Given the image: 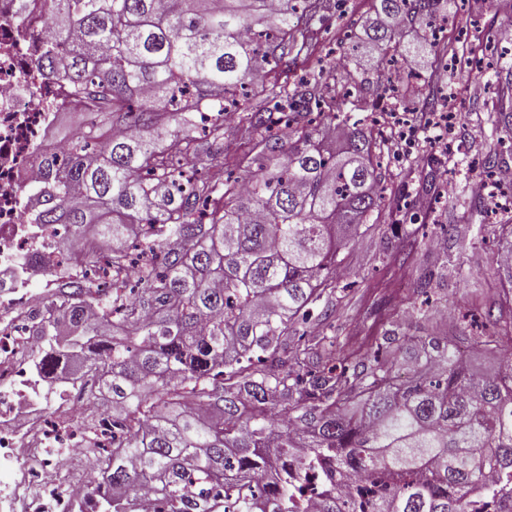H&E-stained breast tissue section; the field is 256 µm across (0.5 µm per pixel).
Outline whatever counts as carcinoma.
I'll use <instances>...</instances> for the list:
<instances>
[{
	"label": "carcinoma",
	"mask_w": 512,
	"mask_h": 512,
	"mask_svg": "<svg viewBox=\"0 0 512 512\" xmlns=\"http://www.w3.org/2000/svg\"><path fill=\"white\" fill-rule=\"evenodd\" d=\"M333 0H50L37 66L67 77L96 110L67 159L46 164L36 224L97 226L92 276L52 289L39 335L43 375L79 356L106 402L125 410L112 450L93 449L112 486L105 512L141 505L146 483L167 512H187L197 480L220 500L202 512H512V316L479 336L495 360L459 362L456 336H402L406 376L348 340L303 341L299 326L336 316L338 254L382 210L385 139L341 116L323 69L292 80L289 61L318 40ZM448 16V0H377L361 25L377 76L411 51L406 36ZM376 91L417 95L402 70ZM285 117L276 130L272 111ZM195 112L236 114L203 128L224 170L196 176ZM129 126L113 133L116 126ZM137 266L135 280L125 278ZM65 320L76 334L61 341Z\"/></svg>",
	"instance_id": "1"
}]
</instances>
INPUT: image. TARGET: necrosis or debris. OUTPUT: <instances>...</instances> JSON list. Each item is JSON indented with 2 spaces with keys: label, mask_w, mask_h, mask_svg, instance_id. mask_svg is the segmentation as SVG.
Returning <instances> with one entry per match:
<instances>
[{
  "label": "necrosis or debris",
  "mask_w": 512,
  "mask_h": 512,
  "mask_svg": "<svg viewBox=\"0 0 512 512\" xmlns=\"http://www.w3.org/2000/svg\"><path fill=\"white\" fill-rule=\"evenodd\" d=\"M47 12L46 0H0V503L9 512H94L110 490L100 482L88 495L80 468L89 448L111 445L120 420L97 412L87 376L64 368L50 385L33 374L44 308L17 277L27 264L49 287L79 278L75 259L88 244L66 225L31 224L43 166L68 150L57 117L74 109L65 78L47 81L34 64L49 35ZM62 238L65 255L55 248ZM62 468L72 472L66 491Z\"/></svg>",
  "instance_id": "obj_1"
}]
</instances>
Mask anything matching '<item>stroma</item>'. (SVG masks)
Masks as SVG:
<instances>
[{
  "label": "stroma",
  "mask_w": 512,
  "mask_h": 512,
  "mask_svg": "<svg viewBox=\"0 0 512 512\" xmlns=\"http://www.w3.org/2000/svg\"><path fill=\"white\" fill-rule=\"evenodd\" d=\"M371 9V0H336L322 23V40L314 54L291 68L301 74L317 63H329L351 44V37ZM512 22V10L501 0H449L448 21L436 31L444 49L409 53L407 65L428 76L441 70L459 74L453 94L451 148L432 146L424 133L412 140L393 138L385 158L388 205L374 228L345 251L352 273L336 291V333L350 346L365 351L374 337L399 327L416 336L431 328H451L445 313L476 310V297L506 282L492 257L511 235L512 208L490 212L492 182L484 158L496 148L501 166L512 168V138L498 128L496 116L507 86L497 74L499 58L512 60V50L490 43L499 28ZM432 181L441 202L434 211L418 205L416 190ZM449 265H442V257ZM431 276L433 290L425 305L426 319L411 314L420 279Z\"/></svg>",
  "instance_id": "35a3bbf8"
}]
</instances>
